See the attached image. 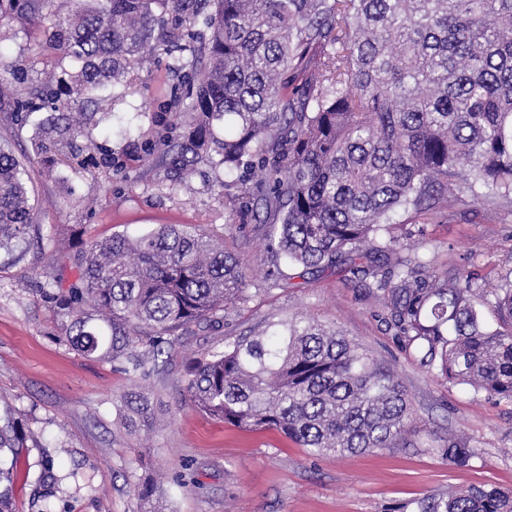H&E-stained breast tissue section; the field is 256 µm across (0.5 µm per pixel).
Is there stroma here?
<instances>
[{
	"label": "stroma",
	"instance_id": "stroma-1",
	"mask_svg": "<svg viewBox=\"0 0 512 512\" xmlns=\"http://www.w3.org/2000/svg\"><path fill=\"white\" fill-rule=\"evenodd\" d=\"M41 34L21 23L0 28L6 61L34 62ZM161 54L149 69H131L124 103L90 130L94 145L120 154L124 132L151 137L169 129L182 140L176 97L194 80L169 70ZM25 160L24 178L42 235L18 263L0 265V404L9 405L27 439L13 480V512H142L136 484L155 480L159 512H399L408 500L485 486L512 489V402L424 372L384 320L381 302L343 267L300 287L264 290L268 270L262 230L253 217L229 223L224 191L210 164L184 172L161 159L113 171L93 148L79 162L38 153L32 124L0 122V141ZM161 224H187L223 240L246 265L248 303L219 327L184 330L164 371L141 381L103 356H87L65 339L62 318L40 290L55 258L80 242L115 234L135 238ZM391 230L417 245L440 273L501 284L512 271V215L460 203L421 213L397 212ZM303 315L336 325L386 364L407 391L411 418L394 447L368 455H308L275 431L242 432L195 410L184 386L198 353L226 338L255 336L271 322ZM144 391L150 427L127 426L117 404ZM478 452L469 467L448 463L449 439Z\"/></svg>",
	"mask_w": 512,
	"mask_h": 512
}]
</instances>
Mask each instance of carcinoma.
<instances>
[{"mask_svg":"<svg viewBox=\"0 0 512 512\" xmlns=\"http://www.w3.org/2000/svg\"><path fill=\"white\" fill-rule=\"evenodd\" d=\"M0 0V24L46 34L60 71L16 96L4 120L54 103L38 122L78 157L98 124L93 96L126 94L131 62L157 54L184 70L203 61L185 93L189 147L176 154L157 134L127 140L122 163L141 154L183 170L219 160L232 215L261 208L271 262L299 277L350 264L365 293L414 348L421 369L512 401V280L487 288L440 278L411 244L391 235L392 215L450 202L512 210V0ZM204 17L207 33L182 30ZM31 64L4 72L24 84ZM39 231L22 165L0 145V253L16 258ZM396 261H389V256ZM243 263L209 234L164 224L137 238L82 243L70 267L41 289L64 320L66 340L145 380L191 324L246 304ZM493 303L503 329L484 328ZM148 348V355L130 351ZM192 405L240 431L276 430L312 456L389 448L406 431L409 398L395 375L345 334L309 317L268 325L207 350L185 370ZM132 425L149 411L142 393L122 398ZM18 436L0 411V512H11ZM477 451L455 440L457 468ZM402 512H512V490L470 486L414 498Z\"/></svg>","mask_w":512,"mask_h":512,"instance_id":"obj_1","label":"carcinoma"}]
</instances>
